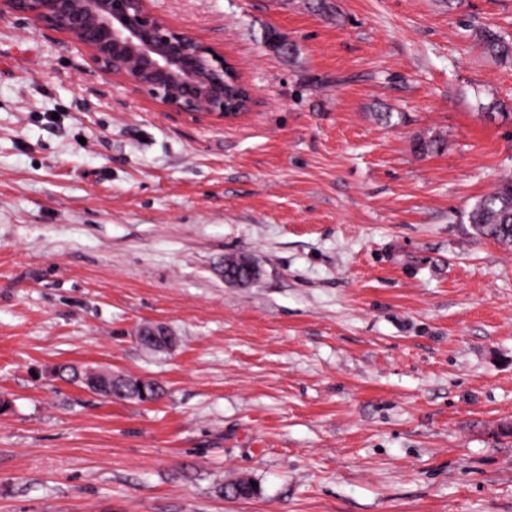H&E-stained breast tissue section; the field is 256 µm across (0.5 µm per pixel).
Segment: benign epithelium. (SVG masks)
I'll use <instances>...</instances> for the list:
<instances>
[{
	"mask_svg": "<svg viewBox=\"0 0 512 512\" xmlns=\"http://www.w3.org/2000/svg\"><path fill=\"white\" fill-rule=\"evenodd\" d=\"M9 15L74 39L94 67L170 111L238 116L224 105L225 77L240 81L230 58L172 26L149 0H0V17Z\"/></svg>",
	"mask_w": 512,
	"mask_h": 512,
	"instance_id": "7a95c632",
	"label": "benign epithelium"
}]
</instances>
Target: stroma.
Masks as SVG:
<instances>
[{"mask_svg":"<svg viewBox=\"0 0 512 512\" xmlns=\"http://www.w3.org/2000/svg\"><path fill=\"white\" fill-rule=\"evenodd\" d=\"M316 2L151 0L236 64L231 120L0 18V512H512V247L468 219L512 176L477 37L512 0ZM122 386L127 392V397L121 398L126 401H136L142 403L144 399L141 397V386H143L149 396V400L156 401L165 395L166 391L156 382L145 380L138 377L127 376V379L121 381ZM158 388V391L154 389ZM161 392V393H160Z\"/></svg>","mask_w":512,"mask_h":512,"instance_id":"35a3bbf8","label":"stroma"}]
</instances>
